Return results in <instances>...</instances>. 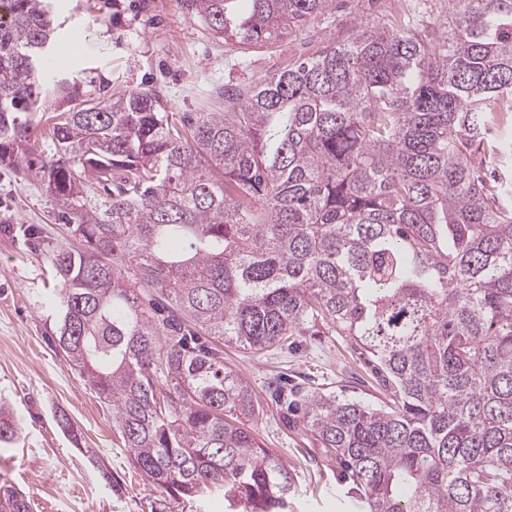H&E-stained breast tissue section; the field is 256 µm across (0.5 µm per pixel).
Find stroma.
<instances>
[{"mask_svg":"<svg viewBox=\"0 0 512 512\" xmlns=\"http://www.w3.org/2000/svg\"><path fill=\"white\" fill-rule=\"evenodd\" d=\"M452 0H332L306 30L245 48L214 37L182 0H57V35H82L77 55L56 48L46 71L45 102L29 114L41 128L54 112L83 107L102 87L120 95L155 86L170 111L220 112L227 84H251L279 71L295 56L312 54L358 25L378 26L396 15L420 26L446 22ZM50 197L0 164V407L22 432L0 442V486L23 490L33 512H151L161 493L130 463L112 431V410L51 344L59 311L47 301L55 286L49 258L37 238L60 240ZM224 363L247 381L263 404L250 425L288 467L301 487L292 512H358L335 466H324L316 442L287 427L267 386L281 374L336 395L377 404V377L347 337L304 336L296 345L252 353L225 347ZM64 410L76 431L64 434L55 419ZM104 462L119 479L99 476Z\"/></svg>","mask_w":512,"mask_h":512,"instance_id":"obj_1","label":"stroma"}]
</instances>
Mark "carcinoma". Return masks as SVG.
<instances>
[{"label": "carcinoma", "instance_id": "1", "mask_svg": "<svg viewBox=\"0 0 512 512\" xmlns=\"http://www.w3.org/2000/svg\"><path fill=\"white\" fill-rule=\"evenodd\" d=\"M183 0L218 38L300 31L331 0ZM0 162L41 186L73 248L44 243L56 349L112 407L154 512L221 491L289 512L296 474L247 425L224 344L288 348L326 326L368 356L385 402L269 386L366 512H512V0L448 25L352 31L222 112L153 88L48 118V0H5ZM0 489V512H30Z\"/></svg>", "mask_w": 512, "mask_h": 512}]
</instances>
